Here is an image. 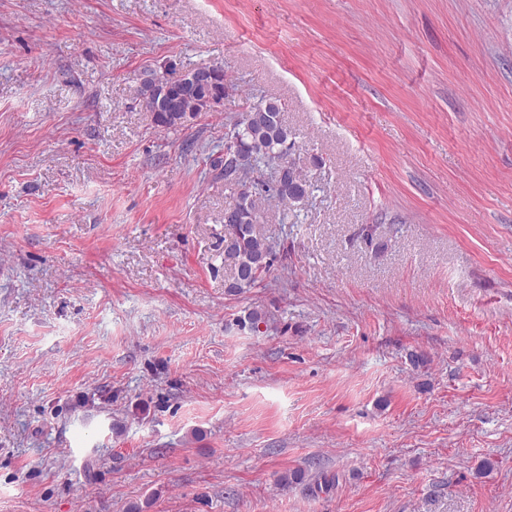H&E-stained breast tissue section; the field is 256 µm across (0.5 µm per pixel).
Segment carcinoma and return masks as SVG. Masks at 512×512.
Wrapping results in <instances>:
<instances>
[{
	"label": "carcinoma",
	"mask_w": 512,
	"mask_h": 512,
	"mask_svg": "<svg viewBox=\"0 0 512 512\" xmlns=\"http://www.w3.org/2000/svg\"><path fill=\"white\" fill-rule=\"evenodd\" d=\"M176 83L177 80L164 76L146 82L141 90L142 102L146 103L144 109L152 111L149 102L154 99L157 87ZM228 92L229 86L221 77L214 87L201 89L200 97L211 99L207 106L211 110L224 103ZM199 112L200 108L188 102L180 112H156L154 118L157 126L171 129L183 125ZM281 112L282 108L275 102L258 103L241 113L225 134L235 155L224 162V180H231L239 187L238 200L228 208L231 216L224 219L230 240L225 256L233 269L228 288L234 293L255 287L261 273L273 264L271 247L256 232L258 216L247 191L257 190L262 196L290 206L303 200L311 188L308 176L288 158L290 132L282 121ZM269 164L282 166L287 173L280 180L270 179L264 173Z\"/></svg>",
	"instance_id": "obj_1"
}]
</instances>
